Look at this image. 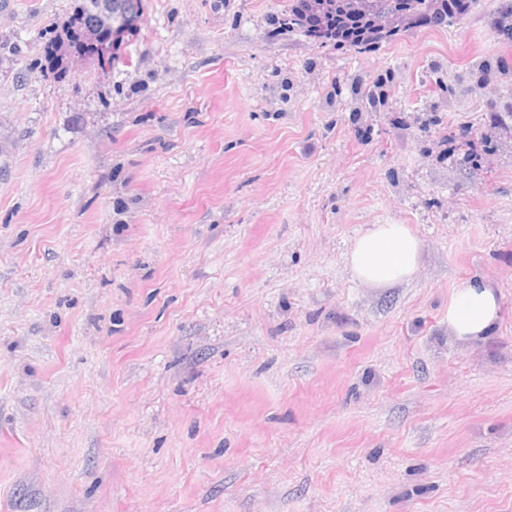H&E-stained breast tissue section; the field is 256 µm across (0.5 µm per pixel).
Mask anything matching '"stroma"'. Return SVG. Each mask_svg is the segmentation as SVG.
Here are the masks:
<instances>
[{"instance_id": "stroma-1", "label": "stroma", "mask_w": 512, "mask_h": 512, "mask_svg": "<svg viewBox=\"0 0 512 512\" xmlns=\"http://www.w3.org/2000/svg\"><path fill=\"white\" fill-rule=\"evenodd\" d=\"M80 3L0 0V512H512L500 0L363 53L142 0L113 65H49ZM368 224L414 279H353ZM422 243L403 224H368L353 239L346 266L369 288L411 281L419 270ZM499 312L491 285L483 281L467 282L448 306V331L461 340H480L496 324Z\"/></svg>"}]
</instances>
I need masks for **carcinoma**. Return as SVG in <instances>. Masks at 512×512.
Here are the masks:
<instances>
[{
    "label": "carcinoma",
    "instance_id": "1",
    "mask_svg": "<svg viewBox=\"0 0 512 512\" xmlns=\"http://www.w3.org/2000/svg\"><path fill=\"white\" fill-rule=\"evenodd\" d=\"M142 0H101L105 9L112 11V17L121 23L119 32L124 34L112 42V55L99 58V61H116L121 48L133 40L140 31L142 20ZM450 0H417L415 11L408 18L405 30L412 31L422 28L454 25L459 23L470 11L475 0H465L466 6L460 10L449 7ZM312 0H291L288 15L282 19L281 25L290 30H309L307 15L311 11ZM411 0H371L372 10L367 13H356L347 10L343 0H332L329 8L330 16L326 26L331 30L328 39L338 46H347L356 52L366 51L371 45L383 38L377 33L375 19L384 14L398 17L407 10ZM99 13L89 7H81L66 33L65 40L71 52L92 57L95 48L85 40V34L97 29Z\"/></svg>",
    "mask_w": 512,
    "mask_h": 512
}]
</instances>
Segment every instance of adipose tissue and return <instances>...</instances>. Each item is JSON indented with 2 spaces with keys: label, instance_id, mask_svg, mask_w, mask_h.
<instances>
[{
  "label": "adipose tissue",
  "instance_id": "ef3b65f1",
  "mask_svg": "<svg viewBox=\"0 0 512 512\" xmlns=\"http://www.w3.org/2000/svg\"><path fill=\"white\" fill-rule=\"evenodd\" d=\"M422 243L401 224H370L353 239L346 266L354 280L369 288H389L411 281L419 270ZM491 285L470 281L448 307V330L461 340L484 338L499 319Z\"/></svg>",
  "mask_w": 512,
  "mask_h": 512
}]
</instances>
